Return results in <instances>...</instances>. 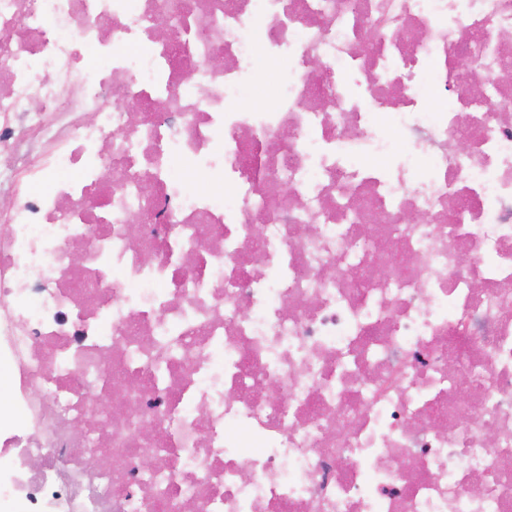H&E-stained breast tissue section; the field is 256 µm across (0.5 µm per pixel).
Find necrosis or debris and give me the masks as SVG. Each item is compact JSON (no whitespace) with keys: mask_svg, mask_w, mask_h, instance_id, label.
I'll return each mask as SVG.
<instances>
[{"mask_svg":"<svg viewBox=\"0 0 512 512\" xmlns=\"http://www.w3.org/2000/svg\"><path fill=\"white\" fill-rule=\"evenodd\" d=\"M2 195L0 508L512 512V0H0Z\"/></svg>","mask_w":512,"mask_h":512,"instance_id":"obj_1","label":"necrosis or debris"}]
</instances>
